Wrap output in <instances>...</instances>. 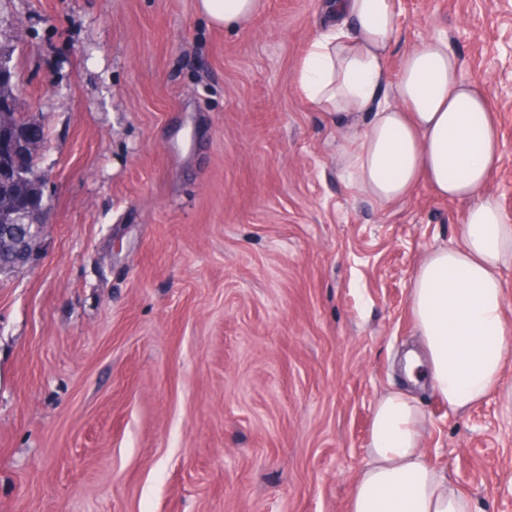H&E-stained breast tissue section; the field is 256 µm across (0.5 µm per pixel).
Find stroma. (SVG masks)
<instances>
[{
    "instance_id": "obj_1",
    "label": "stroma",
    "mask_w": 512,
    "mask_h": 512,
    "mask_svg": "<svg viewBox=\"0 0 512 512\" xmlns=\"http://www.w3.org/2000/svg\"><path fill=\"white\" fill-rule=\"evenodd\" d=\"M325 0L244 28L196 0H0L51 209L0 277V512H348L373 409L414 398L430 465L512 512V367L453 412L408 382L412 276L466 203L354 190L298 66ZM443 36L483 80L512 216V0H406L399 60Z\"/></svg>"
}]
</instances>
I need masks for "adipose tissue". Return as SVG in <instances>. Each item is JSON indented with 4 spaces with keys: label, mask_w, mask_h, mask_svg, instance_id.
I'll list each match as a JSON object with an SVG mask.
<instances>
[{
    "label": "adipose tissue",
    "mask_w": 512,
    "mask_h": 512,
    "mask_svg": "<svg viewBox=\"0 0 512 512\" xmlns=\"http://www.w3.org/2000/svg\"><path fill=\"white\" fill-rule=\"evenodd\" d=\"M196 6L213 26L234 30L251 20L258 0ZM330 10L300 62L298 87L309 104L342 117V162L357 191L388 207L424 181L468 204L458 245L425 257L408 306L426 352L414 362L420 380L449 409H469L500 390L512 363L503 282L512 270V218L487 189L502 143L486 86L462 77L446 39L430 38L402 55L392 96L381 98L400 29L396 0H331ZM349 512H473L471 499L427 462L423 416L403 393L375 405Z\"/></svg>",
    "instance_id": "obj_1"
}]
</instances>
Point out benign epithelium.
I'll use <instances>...</instances> for the list:
<instances>
[{
	"label": "benign epithelium",
	"instance_id": "obj_1",
	"mask_svg": "<svg viewBox=\"0 0 512 512\" xmlns=\"http://www.w3.org/2000/svg\"><path fill=\"white\" fill-rule=\"evenodd\" d=\"M15 76L12 65V49L0 47V82L12 81ZM42 128L29 116L18 114L16 100L0 98V179L5 182L34 181L42 184L36 170L22 165L17 157L19 146L39 150L44 137ZM49 212V200L40 195V204L32 211H25V223L0 224V250L9 255V268L14 270L27 263L33 246L41 235Z\"/></svg>",
	"mask_w": 512,
	"mask_h": 512
}]
</instances>
